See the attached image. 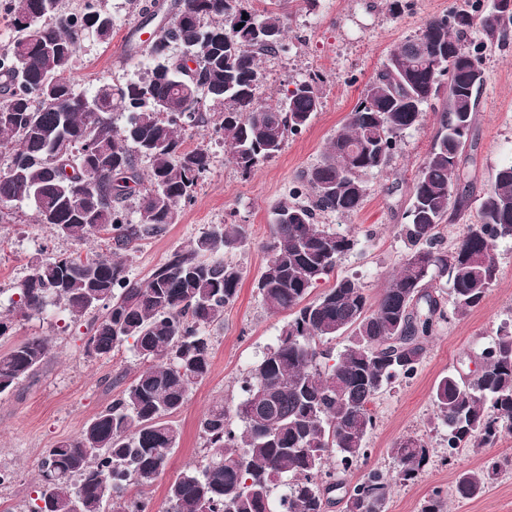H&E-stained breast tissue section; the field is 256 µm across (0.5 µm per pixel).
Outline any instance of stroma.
<instances>
[{"label": "stroma", "instance_id": "stroma-1", "mask_svg": "<svg viewBox=\"0 0 512 512\" xmlns=\"http://www.w3.org/2000/svg\"><path fill=\"white\" fill-rule=\"evenodd\" d=\"M471 2L406 0L404 11L394 16L388 11L387 0H317L313 5L306 0H281L280 8L288 16V35L282 50L261 62L262 92L277 99L293 82L316 75L320 78L319 111L299 133L289 136L277 156L248 175L230 161L221 139L187 126L186 147L206 145L212 164L200 180L193 202L180 208L174 224L122 252L129 276L148 277L175 252L188 249L213 224L247 225L250 238L246 245L224 254L243 270L239 296L225 308L223 323L209 329L214 346L211 368L175 417L181 431L179 445L165 472L145 491L152 512H165L169 484L204 456L198 426L201 414L215 401L237 402L239 380L263 350L276 342L288 319L287 314L268 312L255 290L267 259L263 245L269 237L274 206L289 199L299 173L320 160L389 52L419 34L428 19ZM105 4L114 20L111 42L85 39L73 64L79 88L89 93L104 84L124 83L135 74L125 60L124 46L139 17L127 0H105ZM480 62L485 82L476 112L477 144L470 150L468 162L472 201L468 210L442 231L443 244L449 249L461 237L465 224L475 220L495 169L512 160V37L484 46ZM445 103L442 97L432 99L424 107L419 129L398 138L388 166L367 177V194L357 213L319 218L327 228L355 239V247L342 257L336 273L357 276L369 297L379 295L407 253L400 228L405 222L412 180L431 148ZM106 250L105 235L78 243L37 223L31 204L6 207L0 213V312L9 306L13 284L48 254H102ZM497 258V280L482 304L463 315L449 314L430 341L415 377L385 389L372 403L376 427L369 438L370 465L395 470L397 463L390 449L405 435L423 436L434 447L416 483L391 486L387 512H420L424 497L436 487L446 495L449 512H512V437L495 447L466 450L446 461L431 402L438 378L467 369L500 326L512 324V239L499 242ZM85 332V322L71 323L67 313L57 307L43 317L22 319L16 325L14 341L45 336L53 349L34 380L19 392L0 398V468L13 476L10 484L0 488V512H27L36 496L46 449L77 437L141 367L127 346L107 356L86 353ZM490 458L500 460L501 467L485 492L473 499L458 497V473L480 468Z\"/></svg>", "mask_w": 512, "mask_h": 512}]
</instances>
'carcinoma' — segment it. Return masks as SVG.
<instances>
[{"instance_id":"cac0c4a2","label":"carcinoma","mask_w":512,"mask_h":512,"mask_svg":"<svg viewBox=\"0 0 512 512\" xmlns=\"http://www.w3.org/2000/svg\"><path fill=\"white\" fill-rule=\"evenodd\" d=\"M245 2L131 0L139 28L170 27L153 43L127 41L135 79L89 95L72 75L73 60L88 35L110 41L112 14L92 0L78 13L60 12L59 0H9L15 36L0 45V152L11 161L0 170V206L29 202L37 221L56 234L81 243L105 232L117 250L164 232L210 169L208 149L189 150L183 137L186 120L207 122L203 112H184L188 101L198 105L204 97L224 103L214 131L244 173L279 154L320 109L317 78L294 82L274 103L261 100L259 60L282 46L287 19L276 9L254 13ZM29 21L36 36L19 53ZM476 23L488 39L503 41L512 32V10L495 4L478 18L461 8L427 20L389 53L322 160L302 171L307 200L274 208L255 288L267 311L289 319L239 381L240 400L232 406L219 400L200 418L206 454L170 484L166 512H326L339 486L329 460L344 476L367 463L376 427L369 404L385 386L416 374L429 338L448 319L444 293L456 314L483 302L497 278V243L512 239V164L496 170L477 221L465 225L453 251L441 241V227L470 204L465 151L485 80L484 43L468 41ZM444 76L446 108L412 181L400 272L373 301L350 276L308 300L354 247L351 237L317 217L361 208L366 177L386 167L397 138L419 126ZM48 86L66 106L43 97ZM118 110L127 114L119 128L112 122ZM139 156L151 162L145 174ZM132 197L136 224L125 207ZM248 237L245 224H215L144 280L131 279L110 255L72 252L38 261L14 283L0 341L13 335L18 319L39 316L49 305L75 322L101 307L86 350L108 355L129 343L143 364L79 436L46 450L29 512H46L43 502L52 512H70L75 498L83 499L84 512H104L109 502L117 512H147V499L132 503L124 494L152 486L178 445L173 417L211 366L207 329L223 322L243 278L224 252ZM341 336L346 344L335 354L330 344ZM51 351L48 338L31 336L1 352L0 396L35 376ZM479 359L481 373L450 372L432 389L450 460L461 448L490 447L512 434V327L501 328ZM430 452L422 436L396 440L394 474L371 468L342 485L346 512H385L391 483L417 481ZM498 466L492 461L461 472L456 494L480 496ZM420 512H447L442 491L432 490Z\"/></svg>"}]
</instances>
